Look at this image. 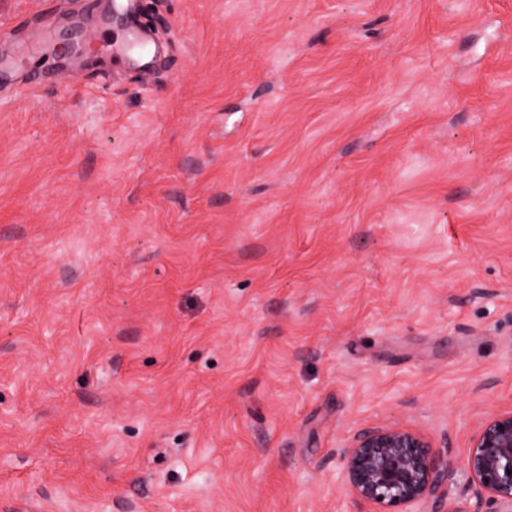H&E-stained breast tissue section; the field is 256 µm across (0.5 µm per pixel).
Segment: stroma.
I'll use <instances>...</instances> for the list:
<instances>
[{
	"label": "stroma",
	"instance_id": "stroma-1",
	"mask_svg": "<svg viewBox=\"0 0 512 512\" xmlns=\"http://www.w3.org/2000/svg\"><path fill=\"white\" fill-rule=\"evenodd\" d=\"M0 0V512H370L338 448L512 410V0ZM84 62L49 56L71 29Z\"/></svg>",
	"mask_w": 512,
	"mask_h": 512
}]
</instances>
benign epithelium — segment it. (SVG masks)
Returning a JSON list of instances; mask_svg holds the SVG:
<instances>
[{"label":"benign epithelium","mask_w":512,"mask_h":512,"mask_svg":"<svg viewBox=\"0 0 512 512\" xmlns=\"http://www.w3.org/2000/svg\"><path fill=\"white\" fill-rule=\"evenodd\" d=\"M80 57L78 35L53 47ZM343 481L353 496L376 512H417L448 483L455 463L436 450L426 435L401 428H376L359 434L339 452ZM476 502L488 499L512 512V410L489 418L474 437L462 464Z\"/></svg>","instance_id":"obj_1"}]
</instances>
